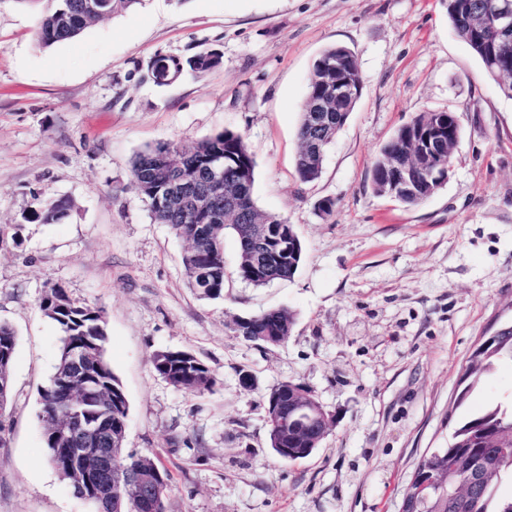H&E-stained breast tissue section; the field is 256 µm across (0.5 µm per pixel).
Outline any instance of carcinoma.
<instances>
[{
	"label": "carcinoma",
	"mask_w": 512,
	"mask_h": 512,
	"mask_svg": "<svg viewBox=\"0 0 512 512\" xmlns=\"http://www.w3.org/2000/svg\"><path fill=\"white\" fill-rule=\"evenodd\" d=\"M21 4H42L37 37L50 47L77 38L90 24L105 16L132 9L141 0H15ZM490 0H442L448 22L480 60L486 73L497 82L502 93L512 98V32L495 37L496 49L490 51L487 37L480 33V18ZM161 69L170 75L185 70L208 71L221 63L213 51L199 52L186 61L161 57ZM342 78L354 82L361 79L357 60L345 46L325 48L314 62L308 92L301 111L297 132L296 171L299 180L311 183L319 179L325 154L337 132L354 110L361 91L338 102L328 100L329 112L320 126L313 122V106L325 90V82ZM443 131L448 148L458 141L460 126L452 112H429L413 118L400 127L375 157L372 167V189L375 194L390 197L407 206H416L436 193L440 186L436 173L419 169L412 141L424 139L422 131ZM409 168L405 189L397 196L389 194L387 179L400 167ZM174 170L178 179L195 189L210 191L219 186L220 206L215 212H193L166 199L165 184L159 179L164 170ZM255 161L242 134L223 130L190 147L176 142H160L137 152L131 161L130 186L148 204L153 219L167 224L185 242L182 266L187 282L200 296L217 299L224 294V230L234 231L238 244V275L254 286H264L292 278L303 257L301 240L286 219L265 213L253 199ZM72 209L67 199H35L29 219L43 224L58 223ZM44 314L62 331L54 371L41 391L40 417L48 460L60 479L77 491V475L67 456L58 453L70 447L68 438L58 426L70 410L58 393L59 383L68 378L72 387L90 385L97 397L89 406L87 418L106 420L112 428V468L116 478L113 495L95 503L97 512H167L170 487L169 472L149 454L125 451L128 400L119 396L123 388L106 356V318L103 308L72 299L65 288L54 283L40 302ZM294 313L287 308H274L234 321L235 331L245 340L278 346L288 340L294 325ZM75 342H83L93 350V358L75 372L66 358V350ZM17 337L13 328L0 323V389L11 392L12 370ZM512 361V322L504 323L472 353L462 374L466 386L458 395L462 401L480 377L495 362ZM154 371L171 386L203 394L211 391L216 379L210 369L186 350L157 351L151 358ZM300 388L303 399L314 395L302 383L286 380L272 386L265 394L268 438L277 456L296 462L311 456L323 437L313 430L298 429L288 434V450L278 448L279 430L272 417V404L287 401L288 385ZM142 469H156L162 481L153 491L148 505L139 499L132 477ZM416 469L433 476L438 485L425 493L410 492L402 504V512H512V494H497L496 485L512 476V408L490 405L455 428L448 447L439 448L418 461Z\"/></svg>",
	"instance_id": "obj_1"
}]
</instances>
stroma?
<instances>
[{
    "label": "stroma",
    "instance_id": "1",
    "mask_svg": "<svg viewBox=\"0 0 512 512\" xmlns=\"http://www.w3.org/2000/svg\"><path fill=\"white\" fill-rule=\"evenodd\" d=\"M38 11L0 0V322L17 334L0 512H95L47 462L40 393L62 332L40 299L55 283L106 312L126 448L169 471L167 512H401L420 458L512 398L503 361L456 401L477 344L512 321V98L455 35L442 0H142L47 49ZM332 45L354 53L363 90L305 184L301 108ZM202 50L221 65L165 85L148 75L157 57ZM431 111L460 125L448 181L413 207L377 196V152ZM225 129L245 137L254 201L294 226L303 259L291 279L250 285L225 230L224 295L205 299L184 275L183 242L130 189V164L146 146ZM38 196L73 208L58 224L28 221ZM281 306L296 315L285 344L234 332L236 318ZM159 350L192 352L214 389L172 387L152 367ZM287 379L332 418L297 462L267 437L264 394Z\"/></svg>",
    "mask_w": 512,
    "mask_h": 512
}]
</instances>
